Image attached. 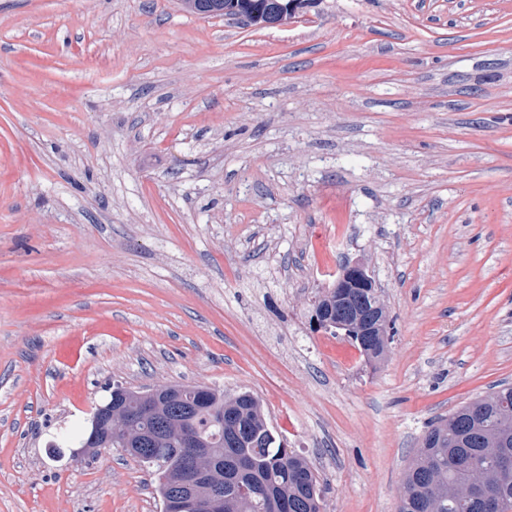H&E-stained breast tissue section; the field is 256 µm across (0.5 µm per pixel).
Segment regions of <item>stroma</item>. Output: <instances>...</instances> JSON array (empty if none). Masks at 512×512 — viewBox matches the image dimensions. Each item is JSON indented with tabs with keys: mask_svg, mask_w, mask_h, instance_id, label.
<instances>
[{
	"mask_svg": "<svg viewBox=\"0 0 512 512\" xmlns=\"http://www.w3.org/2000/svg\"><path fill=\"white\" fill-rule=\"evenodd\" d=\"M364 264L383 360L314 329ZM121 384L248 392L324 512H397L428 424L512 384V0H0V512H163ZM264 5L267 24L273 27L279 25L283 5L278 0H182L183 9L190 14L202 17L240 16L255 26H263L266 21Z\"/></svg>",
	"mask_w": 512,
	"mask_h": 512,
	"instance_id": "obj_1",
	"label": "stroma"
}]
</instances>
